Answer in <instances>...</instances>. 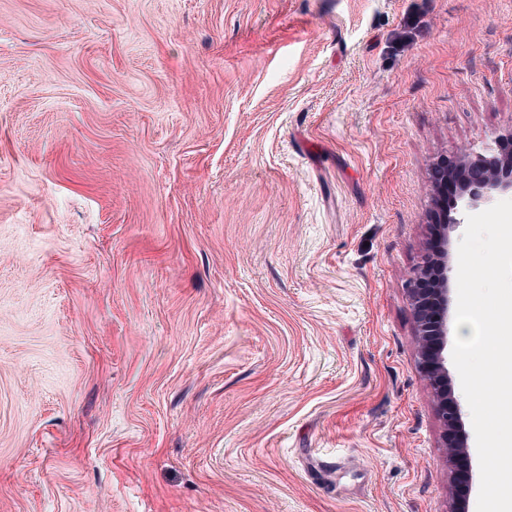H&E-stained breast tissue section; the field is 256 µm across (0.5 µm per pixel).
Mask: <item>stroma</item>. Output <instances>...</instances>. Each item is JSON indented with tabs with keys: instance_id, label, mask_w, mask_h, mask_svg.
Segmentation results:
<instances>
[{
	"instance_id": "1",
	"label": "stroma",
	"mask_w": 512,
	"mask_h": 512,
	"mask_svg": "<svg viewBox=\"0 0 512 512\" xmlns=\"http://www.w3.org/2000/svg\"><path fill=\"white\" fill-rule=\"evenodd\" d=\"M512 131V0H0V512H449L409 281ZM494 143L488 153L471 157L463 150L462 156H445L436 162L434 188L447 217L444 223L464 224L465 220L463 211L456 212L458 217L448 218V200L453 209L463 210L478 205L493 192H512V131L497 137Z\"/></svg>"
}]
</instances>
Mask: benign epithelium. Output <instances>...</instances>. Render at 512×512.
I'll use <instances>...</instances> for the list:
<instances>
[{"label": "benign epithelium", "mask_w": 512, "mask_h": 512, "mask_svg": "<svg viewBox=\"0 0 512 512\" xmlns=\"http://www.w3.org/2000/svg\"><path fill=\"white\" fill-rule=\"evenodd\" d=\"M434 188L442 207L452 206L465 220L463 209L482 202L493 192H512V132L496 138L495 147L474 156H445L434 166ZM419 367L437 400L445 427L448 464L462 487L469 483L468 452L463 440L460 406L448 389L446 336L448 335V236L435 235L430 253L411 280Z\"/></svg>", "instance_id": "1"}]
</instances>
